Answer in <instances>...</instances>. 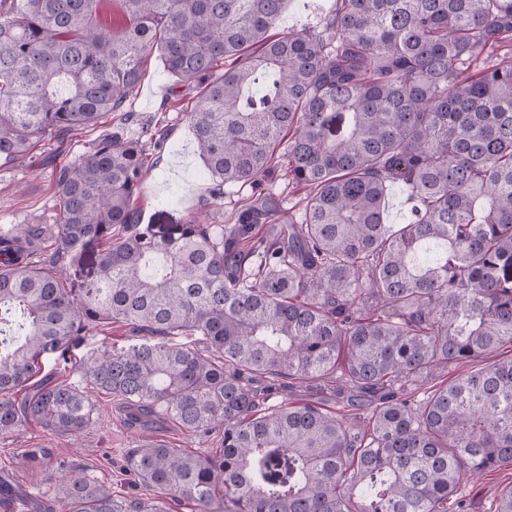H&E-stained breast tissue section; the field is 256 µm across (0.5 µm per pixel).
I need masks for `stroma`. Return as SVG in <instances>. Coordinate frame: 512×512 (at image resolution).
<instances>
[{"label":"stroma","instance_id":"stroma-1","mask_svg":"<svg viewBox=\"0 0 512 512\" xmlns=\"http://www.w3.org/2000/svg\"><path fill=\"white\" fill-rule=\"evenodd\" d=\"M336 6V0H288L276 26L277 32L303 28L321 29ZM140 85L130 100L131 117L126 124L129 135L143 128L161 127L167 136L161 148H149L152 168L143 181L136 206L145 224H181L199 212H209L211 224H227L243 199L272 194L285 208L296 206L303 193L288 183L283 170L264 178L259 184L244 188H225L220 206L210 203L212 180L195 151L194 138L187 113L195 91L176 78L164 75L158 52H150L142 67ZM117 118L105 116L93 128L69 137L65 142L48 139L39 142L28 157L16 164H0V231L18 224H39L47 233L57 230L58 188L44 168L45 159L64 166L86 152ZM140 338L124 323L99 325L73 346L67 362H56L54 356L43 359L42 375L53 381L81 384V365L100 350H121L139 343ZM94 404V426L79 435L52 434L38 423L28 421L12 433L0 435V482L15 493L9 508L0 512H39V503L52 504L54 512H66L62 503L53 499L52 484H34L31 471L21 460L24 451L42 448L48 452L55 475L76 472L111 486L114 495L160 498V491L145 486L124 469L127 449L138 447L143 439L161 440L173 448L206 452L218 451L224 435L216 431L199 436L183 429L170 419L132 421L119 398L91 393ZM512 484V466L493 470L474 480H464L460 494L465 510L449 504L448 512H495L502 490Z\"/></svg>","mask_w":512,"mask_h":512}]
</instances>
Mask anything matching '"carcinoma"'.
<instances>
[{
    "label": "carcinoma",
    "mask_w": 512,
    "mask_h": 512,
    "mask_svg": "<svg viewBox=\"0 0 512 512\" xmlns=\"http://www.w3.org/2000/svg\"><path fill=\"white\" fill-rule=\"evenodd\" d=\"M103 2L0 0L1 162L124 111L156 47L197 90L213 199L277 152L306 197L297 219L268 194L218 232L141 228L146 142L120 123L54 171L57 234L0 233V433L84 431L87 395L39 377L42 356L113 321L144 338L86 361L87 384L134 421L224 434L213 453H125L197 512H448L464 479L511 466L512 357L448 370L512 348V0H336L322 30L282 36L288 0H118L116 29ZM394 182L403 224L386 220ZM268 378L331 385L348 412L273 404ZM26 460L68 512H167L54 477L42 448ZM409 191L403 184H393L387 198V219L389 224H402L412 203Z\"/></svg>",
    "instance_id": "carcinoma-1"
}]
</instances>
